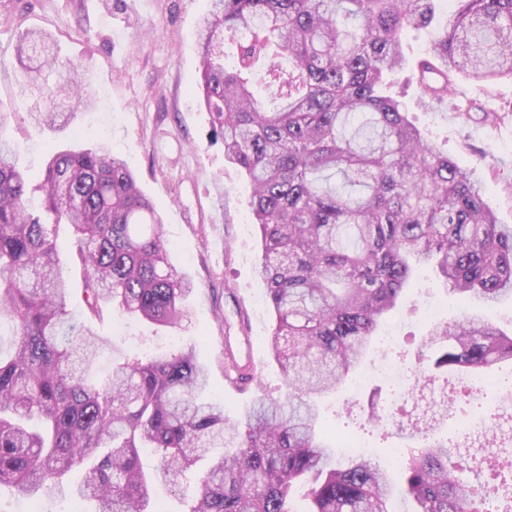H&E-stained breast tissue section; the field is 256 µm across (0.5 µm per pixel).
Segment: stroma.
<instances>
[{
    "mask_svg": "<svg viewBox=\"0 0 512 512\" xmlns=\"http://www.w3.org/2000/svg\"><path fill=\"white\" fill-rule=\"evenodd\" d=\"M210 0H0V137L17 149L30 184L43 181L46 148L91 149L108 142L134 174L141 191L163 209V229L175 268L195 285L186 302L188 320L177 329L106 310L94 326L109 349L97 362L107 371L115 361L194 345L209 371L210 389L231 417L250 405L253 393L240 395L224 382V357L244 359L247 348L259 358L255 391L280 395L283 377L263 340L272 314L257 275L261 258L258 230L249 207L251 184L224 160V144L213 141L210 117L199 104L200 51L197 22ZM43 29L55 35L62 60L89 73L96 89L107 90L110 110L81 112L66 128L51 132L37 126L28 109L25 79L14 56L22 32ZM400 101L426 137L449 157L471 169L499 223L512 225V79L485 85L453 76L442 103L416 86ZM445 295L430 268H417L389 323L395 343L379 341L366 359L359 391L342 389L322 410L321 425L332 433L359 434L375 449L374 461L394 484L402 474L389 459L402 441L394 427L359 426L356 418L392 399L388 381L376 366H410L427 330L429 310L457 319L477 310L503 329L512 328V297L482 310L472 301L445 308ZM484 392L486 413L501 414L506 443L474 450L490 460L512 450V368L503 367Z\"/></svg>",
    "mask_w": 512,
    "mask_h": 512,
    "instance_id": "35a3bbf8",
    "label": "stroma"
}]
</instances>
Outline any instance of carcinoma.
<instances>
[{"label": "carcinoma", "mask_w": 512, "mask_h": 512, "mask_svg": "<svg viewBox=\"0 0 512 512\" xmlns=\"http://www.w3.org/2000/svg\"><path fill=\"white\" fill-rule=\"evenodd\" d=\"M440 0H212L200 22V105L224 158L248 177L261 238L257 274L273 313L268 338L286 379L243 416L204 398L208 370L193 347L92 369L108 342L91 324L117 306L176 327L194 285L170 262L159 207L124 161L101 144L48 150L40 209L14 150L0 143V487L27 498L69 494L95 512H162L159 478L198 468L188 512H291L308 483L307 512H391L388 470L336 458L318 427L321 400L360 368L386 315L428 263L446 292L491 303L512 295V225L500 224L480 181L448 157L390 94L406 66L402 40L427 27ZM454 10L416 66L430 99L461 73L512 79V0H450ZM239 37L226 60V34ZM16 57L40 92L33 112L56 132L97 103L89 75L59 60L55 37L26 32ZM292 62L285 68L282 60ZM274 86V107L256 97ZM340 177V183L329 179ZM73 229L85 320L70 294L50 224ZM512 364V331L476 314L434 321L414 368L423 386L448 372ZM420 446L399 449L409 512H486L512 481V459L476 488L455 475L454 446L414 425ZM161 456L158 474L140 451ZM212 448L223 452L204 467ZM84 470L79 483L68 480Z\"/></svg>", "instance_id": "carcinoma-1"}]
</instances>
